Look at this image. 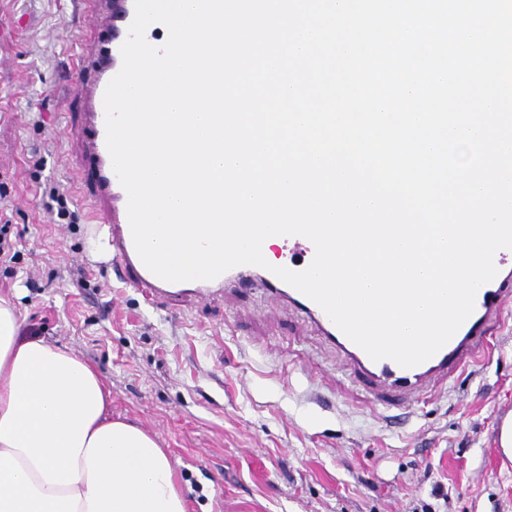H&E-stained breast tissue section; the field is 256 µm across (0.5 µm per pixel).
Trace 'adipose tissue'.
<instances>
[{
    "label": "adipose tissue",
    "instance_id": "1",
    "mask_svg": "<svg viewBox=\"0 0 512 512\" xmlns=\"http://www.w3.org/2000/svg\"><path fill=\"white\" fill-rule=\"evenodd\" d=\"M100 373L0 298V512H187L167 451L113 419Z\"/></svg>",
    "mask_w": 512,
    "mask_h": 512
}]
</instances>
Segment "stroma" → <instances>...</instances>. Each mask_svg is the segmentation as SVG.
I'll return each mask as SVG.
<instances>
[{
	"label": "stroma",
	"mask_w": 512,
	"mask_h": 512,
	"mask_svg": "<svg viewBox=\"0 0 512 512\" xmlns=\"http://www.w3.org/2000/svg\"><path fill=\"white\" fill-rule=\"evenodd\" d=\"M91 36L82 0H0V213L21 252L0 267V296L25 329L99 368L113 418L155 435L182 494L204 484L188 512H212L218 495L222 512H512V460L495 446L512 415V305L488 352L388 410L311 318L261 284L150 306L91 258L64 134ZM54 188L76 223L53 221Z\"/></svg>",
	"instance_id": "35a3bbf8"
}]
</instances>
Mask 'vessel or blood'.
<instances>
[{"label":"vessel or blood","instance_id":"b4317fda","mask_svg":"<svg viewBox=\"0 0 512 512\" xmlns=\"http://www.w3.org/2000/svg\"><path fill=\"white\" fill-rule=\"evenodd\" d=\"M97 31L87 58L81 59L74 76L79 110L65 124L67 135L76 142L80 159L77 180L90 222L96 232L105 235L113 272L148 298H165L177 303L187 296L205 297L211 289L241 288L251 273H260L265 284L283 295L295 308L314 319L327 338L345 354L353 380L363 382L375 403H387L390 397H413L424 389L447 382L484 349L488 333L506 302L512 301V249H500L494 255L495 278L481 286L475 297L472 315L448 343L433 357L404 368L390 359L372 360L331 321L312 300L280 280L269 270L251 265L229 269L215 279L168 282L154 275L141 261L132 238L127 216V194L113 171L106 147L103 96L109 81L122 65L120 48L128 36L135 16L134 0H123L121 11H114L113 0H84ZM286 268L305 269L315 255L313 244L301 236L288 237Z\"/></svg>","mask_w":512,"mask_h":512}]
</instances>
